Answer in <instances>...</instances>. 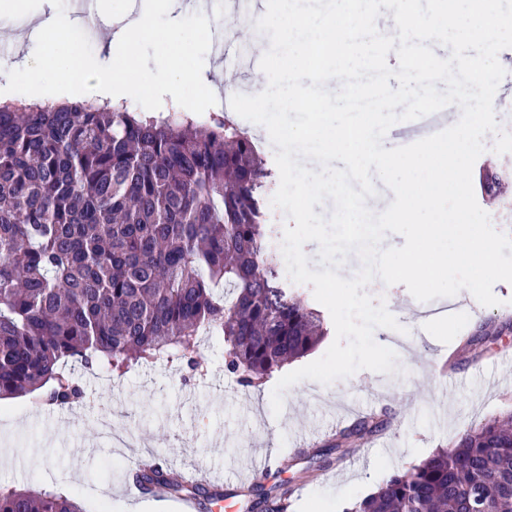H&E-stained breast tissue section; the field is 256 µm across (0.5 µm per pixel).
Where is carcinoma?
Returning a JSON list of instances; mask_svg holds the SVG:
<instances>
[{"label": "carcinoma", "mask_w": 512, "mask_h": 512, "mask_svg": "<svg viewBox=\"0 0 512 512\" xmlns=\"http://www.w3.org/2000/svg\"><path fill=\"white\" fill-rule=\"evenodd\" d=\"M168 111L0 102V398L80 401L71 362L122 375L163 358L195 370L205 331L224 337L225 371L257 387L325 336L320 311L267 252L275 183L251 137L224 116ZM383 424L359 419L319 455ZM132 479L185 492L151 460ZM274 491L256 485L253 506ZM287 509L285 493L269 507ZM0 512L85 510L60 491L11 488ZM346 512H512V411Z\"/></svg>", "instance_id": "1"}]
</instances>
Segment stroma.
Segmentation results:
<instances>
[{"instance_id":"35a3bbf8","label":"stroma","mask_w":512,"mask_h":512,"mask_svg":"<svg viewBox=\"0 0 512 512\" xmlns=\"http://www.w3.org/2000/svg\"><path fill=\"white\" fill-rule=\"evenodd\" d=\"M493 291L499 305H474L463 290L453 297L455 318L430 320L406 286L373 281L368 294L385 298L409 337L397 354L398 373L360 370L328 385L300 381L284 392L278 415L271 405L277 377L258 388L240 386L224 369L220 336L199 341L201 374L163 359L120 377L71 364L84 389L79 403L62 409L28 396L0 402V490L68 482L86 512H117V502L143 500V493L129 491L127 461L116 459L99 434V420L108 415L164 469L198 466L216 474L214 489L231 497L237 512H250L252 482L244 471L259 451L273 447L281 462L275 481L291 494L288 512H320L323 499L332 512H346L393 472L512 410V363L499 359L512 349V284L497 283ZM210 376L222 380L221 394L207 386ZM372 403L391 409L394 420L354 453L318 470L311 452L330 441L340 424L338 411L350 405L361 416ZM441 405L447 408L443 419L435 415ZM65 412L72 413L75 429L60 428Z\"/></svg>"}]
</instances>
